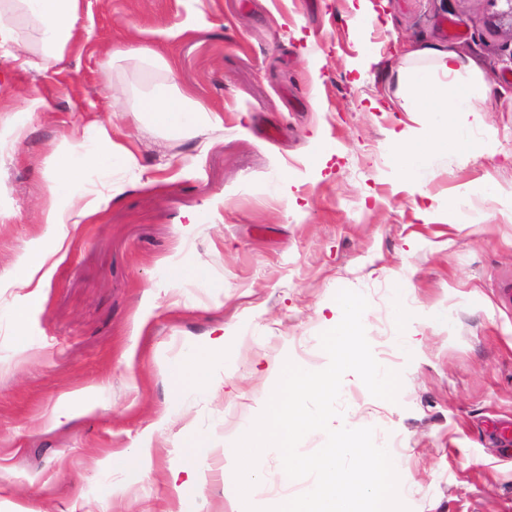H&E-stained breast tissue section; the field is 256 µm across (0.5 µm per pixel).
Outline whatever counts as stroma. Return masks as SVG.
I'll return each instance as SVG.
<instances>
[{
	"mask_svg": "<svg viewBox=\"0 0 512 512\" xmlns=\"http://www.w3.org/2000/svg\"><path fill=\"white\" fill-rule=\"evenodd\" d=\"M190 10V0H82L78 42L58 67L23 71L0 51V124L31 99L50 104L19 144L0 143V512H180L172 474L188 431L211 446L191 512H244L224 450L263 411L285 361L327 366L319 336L342 289L367 298L373 354H390L402 387L392 403L346 373L333 427L394 442L410 512H512V456L488 429L512 422V306L498 297L512 275V21L491 22L488 0H390L367 36L390 50L362 73L346 0H203L193 30L168 35ZM144 41L160 61L113 59L114 43ZM436 44L491 85L464 130L488 148L433 154L408 181L387 134L423 133L426 116L402 110L392 75L405 52ZM311 51L326 60L316 81ZM161 80L192 89L223 126L176 136L141 119L133 101ZM106 118L140 168L89 172L124 191L71 235L18 350L12 310L24 291L9 282L25 243L47 230L35 217L48 158L68 129ZM270 127L279 138L265 137ZM160 174L161 189L143 188ZM197 263L213 287L171 285V265ZM398 296L411 308L402 323ZM219 336L211 389L178 397L167 366ZM403 337L415 352L398 350ZM86 387L97 407L55 425L59 400ZM139 448L141 481L105 469L108 455Z\"/></svg>",
	"mask_w": 512,
	"mask_h": 512,
	"instance_id": "1",
	"label": "stroma"
}]
</instances>
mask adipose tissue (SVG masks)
<instances>
[{"label": "adipose tissue", "instance_id": "adipose-tissue-1", "mask_svg": "<svg viewBox=\"0 0 512 512\" xmlns=\"http://www.w3.org/2000/svg\"><path fill=\"white\" fill-rule=\"evenodd\" d=\"M80 10L81 0H0V48H11L22 67L50 70L63 60L67 46L74 40ZM29 30L38 34L42 44L35 60L26 56L25 33ZM465 68L456 53L431 47L414 53L412 66L396 74L403 110L434 115L431 130L421 136L394 132L389 137L392 163L404 178H415L432 153L449 151L473 157L485 151L484 141L462 137L458 132L460 122L484 111L491 92L489 86L462 79ZM133 109L174 134L198 125L218 126L224 122L218 111L203 105L191 90L176 91L164 81L155 83L147 95L137 99ZM92 131L96 149H86L82 139L71 135L64 137L52 153L54 166L46 176L45 200L39 213L40 223L50 225L52 231L27 245L11 282L12 287L25 291L24 304L13 313L18 327L14 343L18 348L30 345L23 327L31 312L42 308L55 271L67 256L66 242L71 231L95 221L123 190L122 184L116 182L100 189L85 187L86 171L115 160L130 168L138 165L134 150L113 139L111 123H95ZM223 345V338H216L209 347L191 351L170 364L167 376L177 394L199 392L209 385L210 356ZM209 452L205 437L193 431L183 436L177 467L185 475L179 485L183 495H191L197 488L200 469Z\"/></svg>", "mask_w": 512, "mask_h": 512}]
</instances>
